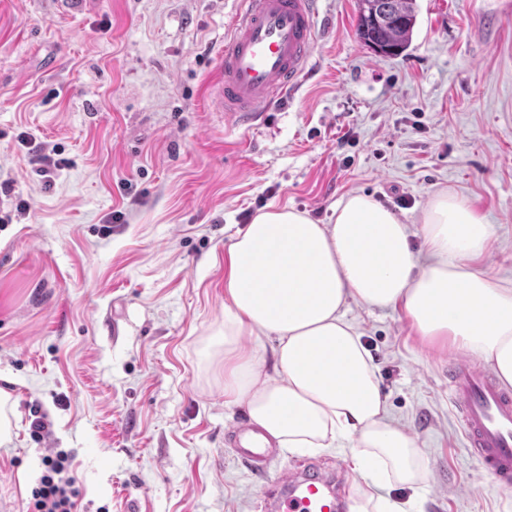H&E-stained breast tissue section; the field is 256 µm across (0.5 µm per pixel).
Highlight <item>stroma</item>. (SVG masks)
<instances>
[{
	"instance_id": "obj_1",
	"label": "stroma",
	"mask_w": 512,
	"mask_h": 512,
	"mask_svg": "<svg viewBox=\"0 0 512 512\" xmlns=\"http://www.w3.org/2000/svg\"><path fill=\"white\" fill-rule=\"evenodd\" d=\"M241 0H0V512H28L49 451L74 512H259L265 480L224 445V252L270 206L318 223L354 193L408 224L432 194L466 199L494 236L478 264L512 283V0H416L411 45L356 36V0H317V41L287 104L249 131L218 112L215 51ZM65 159L44 179L31 144ZM387 420L415 434L421 512H512V487L464 444L449 363L398 309L350 303ZM45 424L35 439L34 417ZM344 454L278 453L269 477ZM268 477V478H269Z\"/></svg>"
}]
</instances>
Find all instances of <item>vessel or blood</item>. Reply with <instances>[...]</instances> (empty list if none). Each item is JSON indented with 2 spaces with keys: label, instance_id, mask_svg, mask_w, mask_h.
Listing matches in <instances>:
<instances>
[{
  "label": "vessel or blood",
  "instance_id": "obj_1",
  "mask_svg": "<svg viewBox=\"0 0 512 512\" xmlns=\"http://www.w3.org/2000/svg\"><path fill=\"white\" fill-rule=\"evenodd\" d=\"M315 41L314 0H247L215 56L218 110L237 126H251L296 88ZM452 373L469 448L500 485L512 486V393L485 368L456 363ZM229 444L256 476H267L275 452L254 428L236 426ZM341 509L332 478L312 468L292 474L285 493L267 494L261 503V512Z\"/></svg>",
  "mask_w": 512,
  "mask_h": 512
}]
</instances>
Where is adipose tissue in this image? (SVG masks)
Returning a JSON list of instances; mask_svg holds the SVG:
<instances>
[{
	"label": "adipose tissue",
	"mask_w": 512,
	"mask_h": 512,
	"mask_svg": "<svg viewBox=\"0 0 512 512\" xmlns=\"http://www.w3.org/2000/svg\"><path fill=\"white\" fill-rule=\"evenodd\" d=\"M330 224L273 207L239 230L224 254V401L291 454L348 449L374 485L424 478L416 437L386 420L377 368L345 316L350 302L400 308L423 341L452 343L512 387V287L474 266L492 227L468 202L442 191L427 201L419 262L410 232L372 197L354 193ZM273 338V372L246 347Z\"/></svg>",
	"instance_id": "1"
}]
</instances>
